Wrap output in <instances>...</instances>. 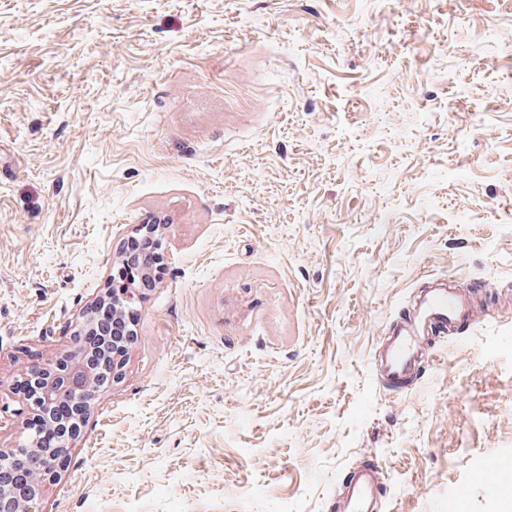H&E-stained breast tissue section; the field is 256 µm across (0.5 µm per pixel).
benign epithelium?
<instances>
[{
	"label": "benign epithelium",
	"mask_w": 512,
	"mask_h": 512,
	"mask_svg": "<svg viewBox=\"0 0 512 512\" xmlns=\"http://www.w3.org/2000/svg\"><path fill=\"white\" fill-rule=\"evenodd\" d=\"M133 298L129 288H114L106 298H101L84 314L82 330H93L105 317L122 312L126 303ZM117 357L112 359V368L103 373L85 360L86 352L78 345L66 350L63 357L56 359L48 368L34 369L28 375L30 384L25 392L17 395L12 409L10 404L0 397V414L13 412L24 417L22 431L14 448L0 450V467L18 462L19 449L29 452V468L34 475L26 485L0 486V505L7 504L12 512H39L38 505L47 484L58 478L64 468L66 456L64 449L69 447L71 435L60 439L54 448L45 447L38 433V422L48 419L49 413L57 404L73 397L81 391L84 411H89L96 392L120 381L127 358L126 348L112 345Z\"/></svg>",
	"instance_id": "7a95c632"
}]
</instances>
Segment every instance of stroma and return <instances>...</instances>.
<instances>
[{"label":"stroma","mask_w":512,"mask_h":512,"mask_svg":"<svg viewBox=\"0 0 512 512\" xmlns=\"http://www.w3.org/2000/svg\"><path fill=\"white\" fill-rule=\"evenodd\" d=\"M0 395L143 224L137 304L42 512H500L512 487V0H0ZM482 288L412 388L373 355ZM456 277L419 292L410 311L393 321L375 350L374 360L386 384L401 391L433 359L430 342L442 335H460L476 324L481 299ZM380 500V471L373 463L351 471L339 507L340 512H375Z\"/></svg>","instance_id":"obj_1"}]
</instances>
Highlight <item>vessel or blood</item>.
Masks as SVG:
<instances>
[{
    "label": "vessel or blood",
    "mask_w": 512,
    "mask_h": 512,
    "mask_svg": "<svg viewBox=\"0 0 512 512\" xmlns=\"http://www.w3.org/2000/svg\"><path fill=\"white\" fill-rule=\"evenodd\" d=\"M478 295L456 277L419 292L404 317L393 321L375 350L374 360L386 384L403 390L432 360L430 342L442 335L461 334L476 323ZM380 471L365 463L351 471L340 512H377Z\"/></svg>",
    "instance_id": "obj_1"
}]
</instances>
